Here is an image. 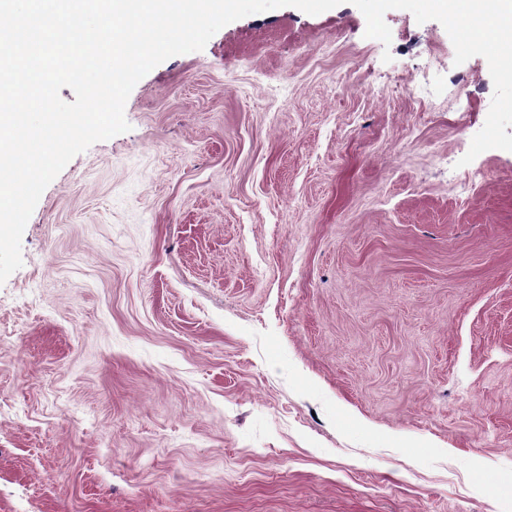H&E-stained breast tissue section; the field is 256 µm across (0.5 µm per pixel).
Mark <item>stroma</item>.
Returning a JSON list of instances; mask_svg holds the SVG:
<instances>
[{"instance_id":"obj_1","label":"stroma","mask_w":512,"mask_h":512,"mask_svg":"<svg viewBox=\"0 0 512 512\" xmlns=\"http://www.w3.org/2000/svg\"><path fill=\"white\" fill-rule=\"evenodd\" d=\"M384 20L233 21L45 189L0 284V512L512 504V151L461 162L486 59Z\"/></svg>"}]
</instances>
